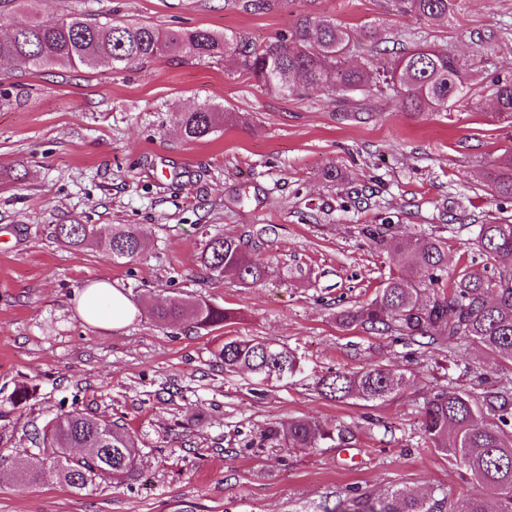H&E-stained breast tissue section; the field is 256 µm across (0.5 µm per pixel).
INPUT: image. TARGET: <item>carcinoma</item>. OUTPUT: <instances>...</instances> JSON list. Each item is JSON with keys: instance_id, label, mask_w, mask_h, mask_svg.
Instances as JSON below:
<instances>
[{"instance_id": "obj_1", "label": "carcinoma", "mask_w": 512, "mask_h": 512, "mask_svg": "<svg viewBox=\"0 0 512 512\" xmlns=\"http://www.w3.org/2000/svg\"><path fill=\"white\" fill-rule=\"evenodd\" d=\"M305 8L292 26L263 46L236 32L218 33L160 30L149 24L100 22L70 17L32 21L13 28L0 38V73L25 60L35 68L64 65L73 69L107 68L113 71L148 63L160 56L189 57L199 61L230 58L259 84L283 96H301L308 89L323 88L327 95L389 89L400 94L411 110L446 112L470 90L476 63L461 59L448 49L418 45L390 49L375 41L376 30L365 25L355 31L312 9L316 0H304ZM389 10L410 13L418 19L444 22L454 14L456 0H387ZM283 0H243L251 13H268ZM368 42V57L353 68L346 62L355 42ZM497 112L512 118V78L494 82ZM226 118L208 104L193 112L176 113V124L187 141L214 134ZM490 186L512 200V151L505 153L490 172ZM364 237L383 249L401 254L414 276L392 274L368 304L342 311L338 322L369 326L390 333L408 344L438 343L456 339L495 352L512 362V222L502 219L477 225L473 245L492 261L487 277L461 272L448 282L447 242L429 235L404 242L392 231L391 222L367 224ZM55 236L72 247L97 246L112 260L134 257L141 248L137 230L126 224L112 226L105 240L92 224H57ZM199 264L209 278L234 273L240 283L253 287L266 283L269 264L251 253L239 238L214 235L206 242ZM165 324L186 321L196 329L220 327L234 319V312L204 298L171 297L153 309ZM216 357L224 371H250L263 381L276 370L288 379L301 372V359L284 346L258 339L224 340ZM404 375L375 365L362 372L330 371L315 383L318 394L333 401L349 398L385 401L398 394ZM422 434L430 447L465 468L492 491L493 500L460 498L453 512H512V381H499L479 395L450 384L436 387L422 408ZM343 441L335 425L294 418L267 427L259 446L269 448H319ZM36 449L50 461L46 470L32 473L34 482L54 477L77 492L96 480L124 481L135 472L134 441L122 425L76 410L60 411L44 426ZM84 448L80 458L68 453ZM364 512H436L429 501L402 490L364 505Z\"/></svg>"}]
</instances>
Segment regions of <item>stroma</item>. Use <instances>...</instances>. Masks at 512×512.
I'll return each mask as SVG.
<instances>
[{
	"label": "stroma",
	"mask_w": 512,
	"mask_h": 512,
	"mask_svg": "<svg viewBox=\"0 0 512 512\" xmlns=\"http://www.w3.org/2000/svg\"><path fill=\"white\" fill-rule=\"evenodd\" d=\"M447 22L391 15L386 0H317L315 10L359 27L378 22L387 41L481 56L485 70L447 112L406 111L398 96L282 97L230 61L161 56L123 71L35 69L0 75V512H322L402 489L454 502L487 496L463 467L425 442L421 408L444 383L477 395L512 379L498 358L460 343L407 345L339 325L336 315L370 302L400 255L360 232L390 219L413 240L448 242V274L472 268L473 220L512 217L486 175L512 148L493 81L512 77V0H457ZM301 0L252 14L232 0H0V36L37 15L116 17L157 28L233 31L257 44L289 28ZM210 104L234 119L209 138L182 139L175 115ZM335 168L342 177L329 181ZM77 221L107 238L138 228L141 249L113 261L100 248L58 241ZM243 238L273 269L242 287L216 281L198 257L213 235ZM108 279L135 308L121 327L84 321L77 295ZM205 298L234 311L224 326L195 332L164 325L152 306ZM228 338L296 350L304 370L257 387L246 370L225 372ZM387 365L405 376L383 402L322 399L315 383L332 369ZM33 392L16 404V386ZM124 424L136 472L123 483L77 492L55 478L34 483L14 459L42 466L30 442L59 409ZM291 418L335 423V448H253L266 427Z\"/></svg>",
	"instance_id": "stroma-1"
}]
</instances>
